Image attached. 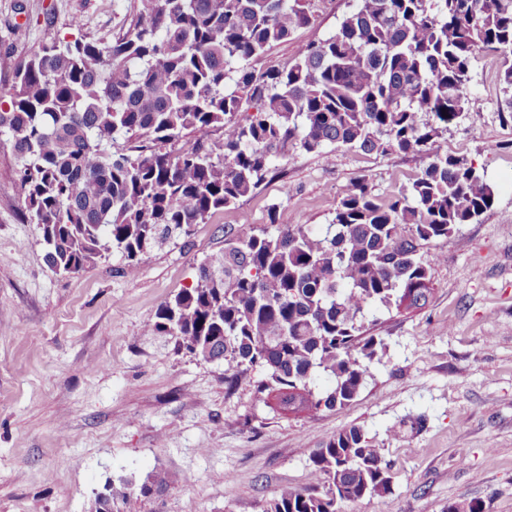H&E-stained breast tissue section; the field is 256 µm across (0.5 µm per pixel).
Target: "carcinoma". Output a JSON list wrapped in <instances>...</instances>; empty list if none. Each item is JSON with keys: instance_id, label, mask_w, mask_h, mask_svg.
Wrapping results in <instances>:
<instances>
[{"instance_id": "cac0c4a2", "label": "carcinoma", "mask_w": 512, "mask_h": 512, "mask_svg": "<svg viewBox=\"0 0 512 512\" xmlns=\"http://www.w3.org/2000/svg\"><path fill=\"white\" fill-rule=\"evenodd\" d=\"M314 6L145 0L114 40L38 43L0 90V135L16 159L24 217L59 274L113 250L136 272L140 255L234 205L299 153L343 146L421 158L410 186L384 201L366 180L351 182L318 233L281 223L275 207L263 228L224 229V252L156 313L150 330L205 362L224 361L227 388L263 370L256 392L282 414L351 402L384 346L364 335L366 313L425 306L422 243L491 209L485 175L434 147L439 130L476 108V53L502 56L501 116L512 120V0H356L289 67H248L309 24ZM246 106L254 114L242 123ZM215 127L224 139L212 146ZM187 133L198 138L156 149ZM120 138L142 145L116 155ZM309 460L312 486L281 489L262 512H338L390 491L379 448L358 426L321 441Z\"/></svg>"}]
</instances>
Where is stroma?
I'll use <instances>...</instances> for the list:
<instances>
[{"label": "stroma", "mask_w": 512, "mask_h": 512, "mask_svg": "<svg viewBox=\"0 0 512 512\" xmlns=\"http://www.w3.org/2000/svg\"><path fill=\"white\" fill-rule=\"evenodd\" d=\"M142 0H0V85L42 41L113 39ZM353 0H317L312 22L253 59L256 73L291 63L325 38ZM81 19L74 28L73 19ZM498 55L476 53V110L436 144L484 171L494 203L480 222L422 246L432 294L411 313L375 311L386 344L349 405L285 416L254 394L253 370L224 386L205 362L150 331L161 304L191 287L224 249V227L330 223L344 188L363 177L376 195L407 188L421 166L404 153L336 149L301 154L235 206L142 256L119 254L54 274L26 222L16 160L0 136V512H89L105 484L166 479L131 493L122 512H261L284 487L311 482L309 453L340 429L362 427L390 469L391 490L341 512H448L480 502L512 512V122Z\"/></svg>", "instance_id": "35a3bbf8"}]
</instances>
